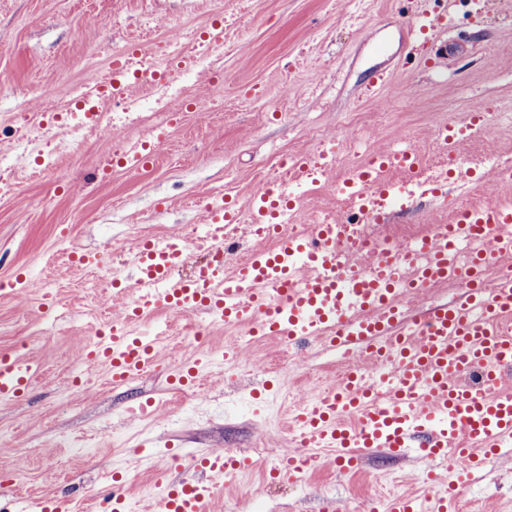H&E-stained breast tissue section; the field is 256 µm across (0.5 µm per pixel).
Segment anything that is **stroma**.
<instances>
[{"instance_id":"obj_1","label":"stroma","mask_w":512,"mask_h":512,"mask_svg":"<svg viewBox=\"0 0 512 512\" xmlns=\"http://www.w3.org/2000/svg\"><path fill=\"white\" fill-rule=\"evenodd\" d=\"M443 7V0H0V130L59 112L42 85L85 89L125 46L148 50L171 40L201 58L185 80V97L173 104L180 122L145 168L122 167L119 148L151 142L152 124L86 129L60 150L52 171L30 158L14 170L11 191L0 193V282L19 281L0 298V352L30 355L44 370L22 401L0 403V465L24 480L0 490V503L16 507L63 485L86 498L104 487V474L117 471L137 512H155L169 453L252 455L260 446L268 459L223 479L210 512H319L326 503L339 512H385L393 497L423 500L447 488V479L429 485L416 464L382 452L345 473L330 452L317 451L305 482L270 481L273 464L299 446L288 414L264 424L268 403L252 397L272 377L268 346L241 349L230 362L236 386H227L222 372L202 370L215 419L196 421L177 407L170 380L201 352L188 345L187 319L166 310L139 330L174 332L180 364L164 352L152 372L130 384L89 390L102 376L80 356L90 270L69 262L86 253L122 265L124 287L106 311L117 321L136 295L130 260L139 239L127 237L128 225L143 226L141 239L157 231L174 237L203 224L207 206L227 200L247 210L250 193L276 177L283 157L314 162L338 139L332 182L380 151L410 148L424 160L434 127L461 125L476 99L490 134L469 151L512 157V125L501 120L512 107V0H455L451 28L413 32L419 10ZM221 22L223 41L209 42L206 32ZM195 98L210 99L212 110L192 108ZM464 200L450 179L442 197L417 194L406 210L390 208L386 216L392 224H425ZM44 295L55 301L47 313L38 308ZM345 362L314 344L291 356L306 384L335 380ZM150 401L158 407L149 419L148 460L138 450L144 421L124 408ZM458 512H512V460L492 462L464 488Z\"/></svg>"}]
</instances>
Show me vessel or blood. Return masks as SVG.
I'll return each instance as SVG.
<instances>
[{"label": "vessel or blood", "mask_w": 512, "mask_h": 512, "mask_svg": "<svg viewBox=\"0 0 512 512\" xmlns=\"http://www.w3.org/2000/svg\"><path fill=\"white\" fill-rule=\"evenodd\" d=\"M451 12L421 11L413 26L421 34L449 27ZM398 160L414 168V151H386L350 169L342 194L364 209L396 187L377 176ZM253 223L278 226L291 207L284 187L265 188L249 200ZM512 205L459 211L448 228L413 246L375 248L366 269L341 273L344 251L338 224L314 225L311 235L283 236L273 251L255 250L230 275L191 262L178 245L146 243L135 260L140 293L124 309L134 319L151 307L219 314L225 325L288 341L313 339L342 347L351 358L342 379L317 405L296 409L292 423L299 452L283 457L275 476L292 480L308 462L309 448H329L345 471L379 449L418 463L424 480L436 481L448 460L456 467L447 491L428 508L401 496L387 512H456L459 488L491 461L512 456V275L498 287L470 283L453 304L427 308L406 322L410 291L457 279L462 267L479 274L490 261L512 263ZM157 338L118 332L85 350L84 358L106 366L113 385L123 386L158 362ZM34 358L0 354V402L19 400L41 376ZM196 477L166 478L160 512H207L215 481L250 465L248 456L206 450L191 456Z\"/></svg>", "instance_id": "vessel-or-blood-1"}]
</instances>
